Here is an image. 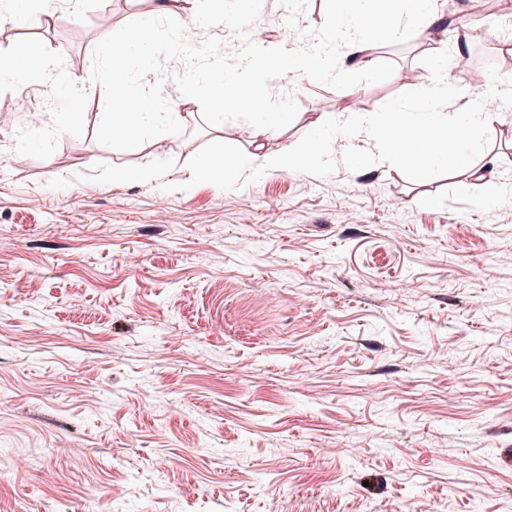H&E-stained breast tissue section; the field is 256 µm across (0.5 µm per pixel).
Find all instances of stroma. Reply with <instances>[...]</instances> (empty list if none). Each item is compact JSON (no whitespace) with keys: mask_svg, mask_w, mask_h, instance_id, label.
I'll return each instance as SVG.
<instances>
[{"mask_svg":"<svg viewBox=\"0 0 512 512\" xmlns=\"http://www.w3.org/2000/svg\"><path fill=\"white\" fill-rule=\"evenodd\" d=\"M154 0H53L52 19L0 22V50L41 39L74 76L99 39ZM334 0H267L275 42L313 53L336 37ZM432 40L376 30L371 68L292 73L293 122L265 150L301 148L321 112H379L421 95L435 47L466 36L462 83L512 38V0H439ZM162 83L191 130L134 154L82 136L47 158L16 152L0 94V512H505L512 504V111L482 134V199L457 168L420 178L369 164L326 135L291 171L241 165L243 121L206 125ZM224 140V164L196 167ZM145 166L154 182L119 180Z\"/></svg>","mask_w":512,"mask_h":512,"instance_id":"stroma-1","label":"stroma"}]
</instances>
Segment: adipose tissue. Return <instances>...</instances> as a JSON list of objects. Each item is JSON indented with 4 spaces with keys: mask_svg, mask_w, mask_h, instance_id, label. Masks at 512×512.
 <instances>
[{
    "mask_svg": "<svg viewBox=\"0 0 512 512\" xmlns=\"http://www.w3.org/2000/svg\"><path fill=\"white\" fill-rule=\"evenodd\" d=\"M389 2L366 0L365 6L352 10L343 19L338 31L344 35L350 51L348 63L341 68L342 73L368 67L369 61L364 58V49L358 39L373 32L374 20ZM258 52V61H281L287 73L303 70L320 77L333 67L328 57L297 52L288 54L275 42L261 44ZM470 95L469 87L441 79L423 86L420 98L411 104L393 103L376 113L350 112L332 116L324 112L312 120L311 126L317 137L303 150L253 153L247 160L274 170L300 167L318 151L319 135L332 129L346 132L350 138L373 143L379 162L407 166L416 176L426 169L448 163L471 169L484 153L480 134L495 122L497 115L491 112L487 102L473 101ZM449 100L459 102V109L444 111L442 104Z\"/></svg>",
    "mask_w": 512,
    "mask_h": 512,
    "instance_id": "obj_1",
    "label": "adipose tissue"
}]
</instances>
